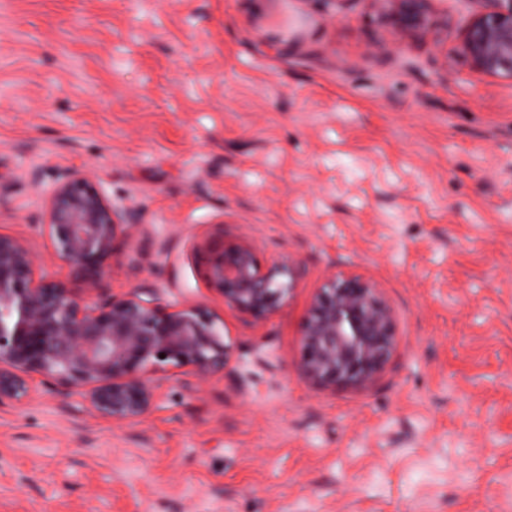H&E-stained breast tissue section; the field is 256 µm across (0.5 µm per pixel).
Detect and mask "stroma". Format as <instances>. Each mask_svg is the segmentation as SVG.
<instances>
[{"label":"stroma","mask_w":512,"mask_h":512,"mask_svg":"<svg viewBox=\"0 0 512 512\" xmlns=\"http://www.w3.org/2000/svg\"><path fill=\"white\" fill-rule=\"evenodd\" d=\"M444 8L399 45L368 0H0V233L67 279L46 197L86 175L140 224L99 301L202 307L231 349L134 423L50 381L0 403V512H512V80ZM222 232L302 263L260 323L205 278ZM338 272L396 344L331 390L299 365Z\"/></svg>","instance_id":"stroma-1"}]
</instances>
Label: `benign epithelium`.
<instances>
[{
  "mask_svg": "<svg viewBox=\"0 0 512 512\" xmlns=\"http://www.w3.org/2000/svg\"><path fill=\"white\" fill-rule=\"evenodd\" d=\"M401 39L432 24L439 0H369ZM461 46L474 68L512 80V0H467ZM137 215L120 210L77 172L50 190L44 228L80 287L36 274L18 238L0 234V403L20 401L36 378L74 390L85 408L132 423L155 405L163 375L205 379L224 370L230 347L224 324L196 306L162 305L133 289L107 304L94 301L120 237ZM208 283L251 324L288 299L299 262L263 266L246 237L221 234L205 246ZM395 346L392 310L378 288L353 274L331 277L315 294L302 331L301 370L320 388L366 385Z\"/></svg>",
  "mask_w": 512,
  "mask_h": 512,
  "instance_id": "obj_1",
  "label": "benign epithelium"
}]
</instances>
